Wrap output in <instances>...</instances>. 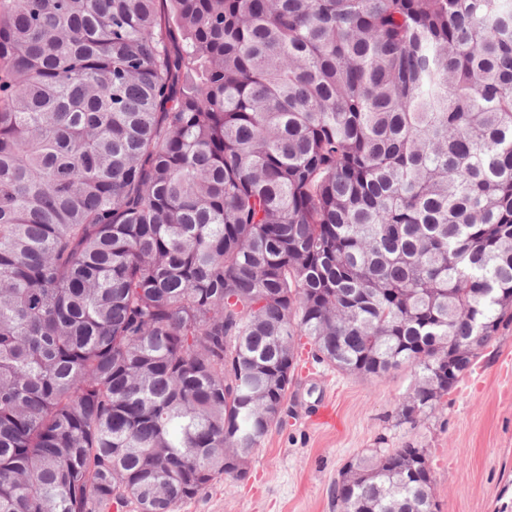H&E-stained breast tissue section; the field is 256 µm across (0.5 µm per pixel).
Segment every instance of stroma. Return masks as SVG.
Listing matches in <instances>:
<instances>
[{"label":"stroma","instance_id":"obj_1","mask_svg":"<svg viewBox=\"0 0 512 512\" xmlns=\"http://www.w3.org/2000/svg\"><path fill=\"white\" fill-rule=\"evenodd\" d=\"M413 383L407 367L367 380L303 354L282 421L256 450L247 479H216L177 512H337L336 481L348 461L407 446L426 449L440 512H512V322L443 404L411 425L397 413ZM325 404L335 424L317 422Z\"/></svg>","mask_w":512,"mask_h":512}]
</instances>
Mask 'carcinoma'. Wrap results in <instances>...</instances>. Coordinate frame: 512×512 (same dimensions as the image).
Here are the masks:
<instances>
[{
	"mask_svg": "<svg viewBox=\"0 0 512 512\" xmlns=\"http://www.w3.org/2000/svg\"><path fill=\"white\" fill-rule=\"evenodd\" d=\"M512 318V0H0V512H175L300 359L432 414ZM424 448L338 512H439Z\"/></svg>",
	"mask_w": 512,
	"mask_h": 512,
	"instance_id": "obj_1",
	"label": "carcinoma"
}]
</instances>
